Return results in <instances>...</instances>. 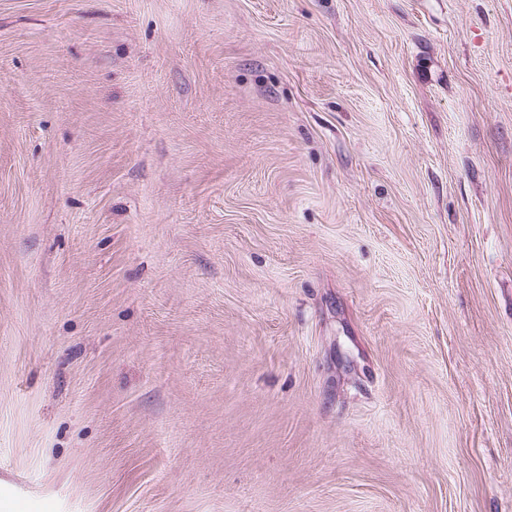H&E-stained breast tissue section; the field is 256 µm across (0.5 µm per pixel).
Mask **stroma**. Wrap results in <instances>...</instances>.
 I'll use <instances>...</instances> for the list:
<instances>
[{"label": "stroma", "mask_w": 512, "mask_h": 512, "mask_svg": "<svg viewBox=\"0 0 512 512\" xmlns=\"http://www.w3.org/2000/svg\"><path fill=\"white\" fill-rule=\"evenodd\" d=\"M512 512V0H0V508Z\"/></svg>", "instance_id": "35a3bbf8"}]
</instances>
